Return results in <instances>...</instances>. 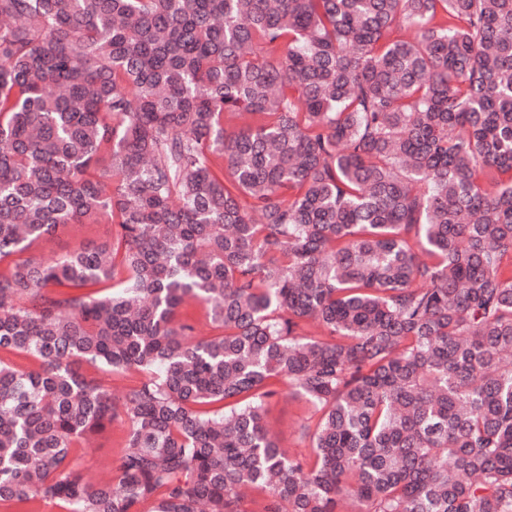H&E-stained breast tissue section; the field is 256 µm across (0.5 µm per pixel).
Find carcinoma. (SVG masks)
<instances>
[{
  "instance_id": "obj_1",
  "label": "carcinoma",
  "mask_w": 512,
  "mask_h": 512,
  "mask_svg": "<svg viewBox=\"0 0 512 512\" xmlns=\"http://www.w3.org/2000/svg\"><path fill=\"white\" fill-rule=\"evenodd\" d=\"M146 501L512 512V0H0V507ZM112 237L111 224H74L53 237L33 243L24 254L33 259H51L78 249L88 242H103ZM312 413L313 409L304 399L285 387L271 401L267 420L290 455H310L311 439L302 436L300 426ZM118 415L104 438L86 448L79 460L80 469L91 476H102L108 466L115 469L119 465L121 448L117 442L123 426V415L119 406Z\"/></svg>"
}]
</instances>
